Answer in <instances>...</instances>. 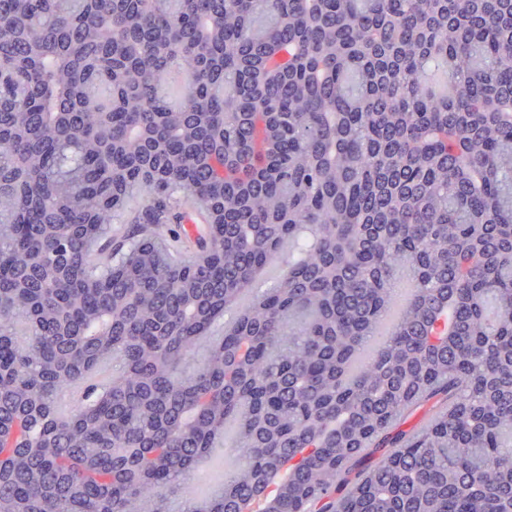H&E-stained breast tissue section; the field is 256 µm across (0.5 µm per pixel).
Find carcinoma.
Returning a JSON list of instances; mask_svg holds the SVG:
<instances>
[{
    "instance_id": "obj_1",
    "label": "carcinoma",
    "mask_w": 512,
    "mask_h": 512,
    "mask_svg": "<svg viewBox=\"0 0 512 512\" xmlns=\"http://www.w3.org/2000/svg\"><path fill=\"white\" fill-rule=\"evenodd\" d=\"M0 69V512H199L230 423L205 512H512V0H0Z\"/></svg>"
}]
</instances>
